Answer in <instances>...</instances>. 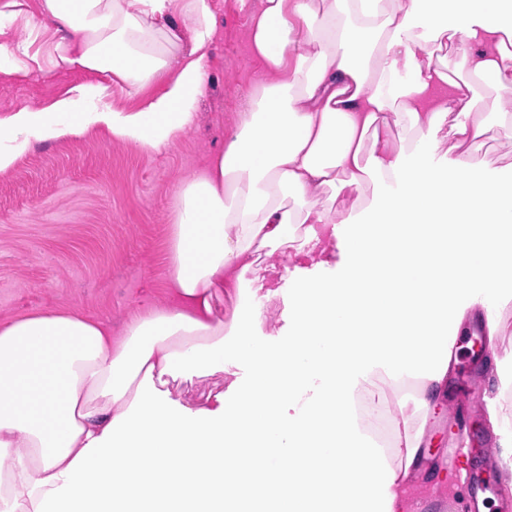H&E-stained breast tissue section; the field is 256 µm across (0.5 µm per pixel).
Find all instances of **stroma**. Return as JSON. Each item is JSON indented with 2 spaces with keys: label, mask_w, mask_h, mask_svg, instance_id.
Segmentation results:
<instances>
[{
  "label": "stroma",
  "mask_w": 512,
  "mask_h": 512,
  "mask_svg": "<svg viewBox=\"0 0 512 512\" xmlns=\"http://www.w3.org/2000/svg\"><path fill=\"white\" fill-rule=\"evenodd\" d=\"M215 9L222 35L197 119L171 145L147 152L94 126L77 136L34 143L10 171L0 173V324L69 309L111 323L117 336L131 316L169 304L166 251L174 193L223 149L240 112L267 78L250 47L249 13L238 0H215ZM88 79L80 72L46 71L21 80L0 75V116L49 106ZM269 262L279 295L265 305L264 329L274 333L285 323L288 271L299 261L288 251L275 253ZM485 393L498 397L496 371L479 372L461 356L448 399L436 412L418 410L415 389L396 394L384 384L377 406L403 407L423 425L430 467L447 469L449 443L468 434L470 460L491 467L495 491L485 506L497 512L508 475L501 442L512 437V429L486 428Z\"/></svg>",
  "instance_id": "obj_1"
}]
</instances>
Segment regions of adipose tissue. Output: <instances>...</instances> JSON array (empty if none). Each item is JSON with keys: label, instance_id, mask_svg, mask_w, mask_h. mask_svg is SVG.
I'll use <instances>...</instances> for the list:
<instances>
[{"label": "adipose tissue", "instance_id": "1", "mask_svg": "<svg viewBox=\"0 0 512 512\" xmlns=\"http://www.w3.org/2000/svg\"><path fill=\"white\" fill-rule=\"evenodd\" d=\"M269 75L207 169L178 187L168 238L176 300L110 326L69 311L0 327V512H411L424 431L392 462L363 393L416 385L442 405L466 314L512 303V185L486 174L499 127L477 82L512 90V0H239ZM46 52L4 39L8 74H103L0 118V173L32 143L98 125L151 151L196 120L218 20L212 0H40ZM462 55L467 77L449 74ZM113 76L161 93L110 107ZM399 128L398 139L389 132ZM458 154L434 163L443 139ZM378 191L357 222L326 190ZM295 248L288 331L263 329L244 286ZM338 259L336 277L319 276ZM228 296L230 315L214 300ZM224 374L209 406L176 382Z\"/></svg>", "mask_w": 512, "mask_h": 512}]
</instances>
